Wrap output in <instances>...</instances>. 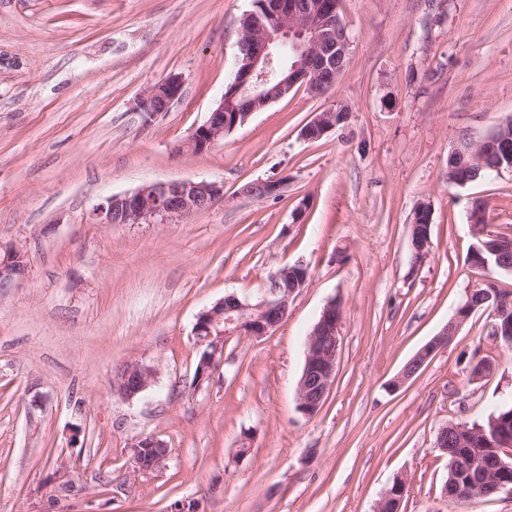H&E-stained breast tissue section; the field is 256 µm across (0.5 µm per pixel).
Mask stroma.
I'll use <instances>...</instances> for the list:
<instances>
[{
    "label": "stroma",
    "mask_w": 512,
    "mask_h": 512,
    "mask_svg": "<svg viewBox=\"0 0 512 512\" xmlns=\"http://www.w3.org/2000/svg\"><path fill=\"white\" fill-rule=\"evenodd\" d=\"M252 0H0V245L30 270L0 296V512H373L409 480L402 512H512V494L448 502L440 427L487 418L512 391V350L492 307L408 380L404 366L467 294L512 272L473 266L469 221L486 205L512 236V174L449 183L461 134L512 119V0H341L350 38L326 93L296 89L211 150L176 153L224 93ZM182 98L143 127L135 100L169 75ZM348 107L349 126L301 131ZM282 179L278 198L244 185ZM217 181L224 198L165 224H97L103 197ZM432 213L415 264L410 225ZM55 224L52 234L42 228ZM307 266L288 316L234 336L192 383L197 315L225 295L257 302L286 265ZM343 306L336 379L316 415L297 408L308 336ZM491 366L476 377L477 359ZM132 362L154 383H112ZM169 448L139 472L132 443ZM246 456H238L241 446ZM335 112L342 111L336 109L316 115V117L302 129V138L306 140H317L334 129L345 127L344 123L338 124L336 127ZM416 212L418 213V216L414 220L413 224L410 225V231L414 257L418 261V264H420L427 255V247L429 246L430 243L431 212L429 207L425 204L420 205ZM420 218L426 219L428 224L423 225L424 235L422 236L421 240H418L415 239L414 236V230L418 225L414 223H416V220ZM417 257L419 258L417 259ZM156 369L145 364L126 366L113 382L114 394L131 400L147 390L154 382Z\"/></svg>",
    "instance_id": "1"
}]
</instances>
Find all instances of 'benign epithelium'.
Returning a JSON list of instances; mask_svg holds the SVG:
<instances>
[{"instance_id":"obj_1","label":"benign epithelium","mask_w":512,"mask_h":512,"mask_svg":"<svg viewBox=\"0 0 512 512\" xmlns=\"http://www.w3.org/2000/svg\"><path fill=\"white\" fill-rule=\"evenodd\" d=\"M336 5L332 0H309L307 9L301 10L296 0H265L264 9L253 6L241 20L238 40L242 55L235 57L234 70L229 79L236 112L224 115V101H219L210 112L207 121L197 127L185 140L177 145L180 154H200L219 142L224 136L244 125L252 114L271 103L287 96L295 88L311 89L329 76H334L336 59L348 57L349 40H335ZM290 45L294 57L280 70L278 80L269 85L275 58L279 48ZM183 95V80L171 75L163 81L145 89L138 97L134 111L142 123L151 124L157 113L166 112ZM336 129L335 111L322 112L301 131L302 138L317 140ZM507 127L503 126L494 134L475 141L471 138L460 140L452 154L474 156L492 139H503ZM282 181H260L246 186L242 192L250 197L266 198L278 196ZM224 198V185L213 181L160 182L140 187L132 192L106 197L97 204L93 215L99 224H163L173 218L188 217L205 211ZM418 217L426 219L421 239H411L414 257L423 261L430 243L431 212L427 205L417 209ZM472 227L479 237L496 240L492 252L495 264H501V255L512 250V240L497 236L486 229L482 215L470 218ZM28 274V255L22 249L0 248V294L18 287ZM309 273L306 266L294 264L283 267L269 293L260 301L251 304L236 295H228L211 308L202 311L193 326V335L203 351L196 368V385L210 379V369L216 358L224 354V340L243 334L253 337L265 336L277 328L282 315L288 313L293 294L303 287ZM492 306L495 322L491 335H500L502 325L512 320V298L496 293ZM476 308L457 309L443 330L427 343L408 364L402 378L412 376L437 349L448 343L450 336L465 323ZM342 320L341 306L332 301L327 304L318 322L308 337L306 358L298 384V409L307 416L316 414L321 408L336 378V365L340 345L339 329ZM156 370L145 364L126 366L113 382V393L131 400L147 390L154 382ZM462 428L448 423L437 433L435 447L448 451V443ZM167 447L162 439L141 436L131 444L133 459L138 471H149L156 467L165 455L159 449ZM408 488L407 479L394 480V486L387 488L374 512H401ZM512 493L508 484L486 476L484 486L468 494H450L443 488V496L450 501L487 497L495 493Z\"/></svg>"}]
</instances>
